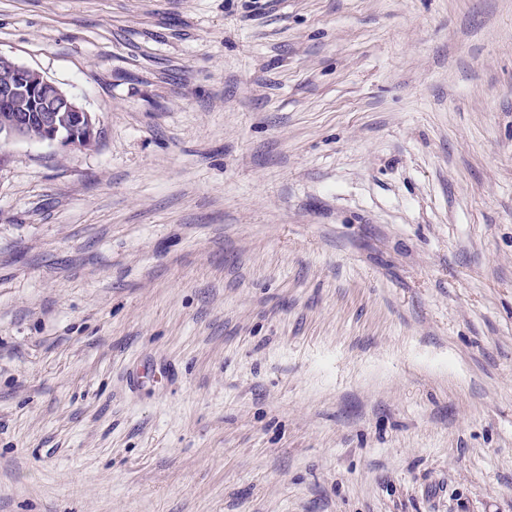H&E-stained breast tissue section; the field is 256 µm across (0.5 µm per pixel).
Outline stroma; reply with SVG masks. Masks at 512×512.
I'll return each mask as SVG.
<instances>
[{
	"mask_svg": "<svg viewBox=\"0 0 512 512\" xmlns=\"http://www.w3.org/2000/svg\"><path fill=\"white\" fill-rule=\"evenodd\" d=\"M99 119L0 159V512H512V0H0Z\"/></svg>",
	"mask_w": 512,
	"mask_h": 512,
	"instance_id": "stroma-1",
	"label": "stroma"
}]
</instances>
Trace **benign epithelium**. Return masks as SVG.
I'll list each match as a JSON object with an SVG mask.
<instances>
[{"instance_id": "obj_1", "label": "benign epithelium", "mask_w": 512, "mask_h": 512, "mask_svg": "<svg viewBox=\"0 0 512 512\" xmlns=\"http://www.w3.org/2000/svg\"><path fill=\"white\" fill-rule=\"evenodd\" d=\"M0 108L10 113L0 124V146L31 140L33 126L39 141L62 149L84 148L97 139L98 119L69 91L40 71L0 53Z\"/></svg>"}]
</instances>
